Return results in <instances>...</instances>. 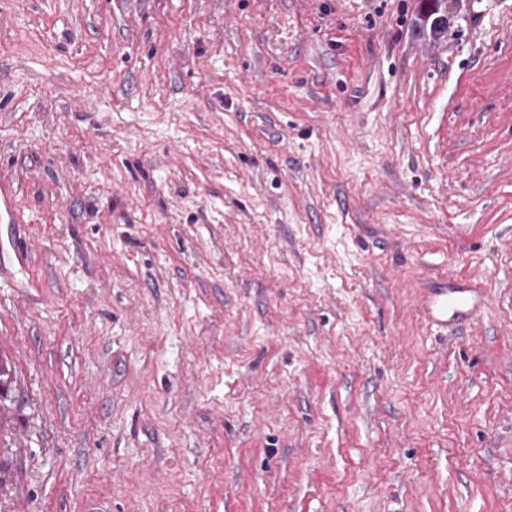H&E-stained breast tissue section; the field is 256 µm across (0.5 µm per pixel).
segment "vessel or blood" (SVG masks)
Returning a JSON list of instances; mask_svg holds the SVG:
<instances>
[{
	"mask_svg": "<svg viewBox=\"0 0 512 512\" xmlns=\"http://www.w3.org/2000/svg\"><path fill=\"white\" fill-rule=\"evenodd\" d=\"M488 298L487 288L475 287L466 278L446 279L428 290L422 313L427 324L439 328L467 324L477 319Z\"/></svg>",
	"mask_w": 512,
	"mask_h": 512,
	"instance_id": "1",
	"label": "vessel or blood"
}]
</instances>
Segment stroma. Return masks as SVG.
<instances>
[{
    "instance_id": "35a3bbf8",
    "label": "stroma",
    "mask_w": 512,
    "mask_h": 512,
    "mask_svg": "<svg viewBox=\"0 0 512 512\" xmlns=\"http://www.w3.org/2000/svg\"><path fill=\"white\" fill-rule=\"evenodd\" d=\"M419 8L0 0V512H512V0ZM424 2L422 12L423 29H427L429 25L430 34L441 39L448 34V20L441 14L440 0H422ZM489 297L484 286L476 288L463 277H446L437 288H428L422 313L427 324L439 328L469 324L477 319Z\"/></svg>"
}]
</instances>
